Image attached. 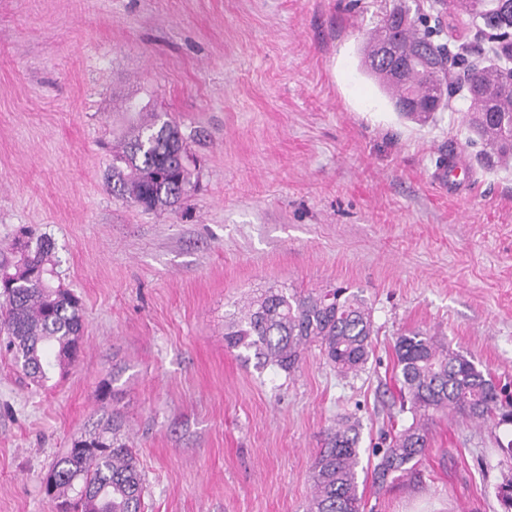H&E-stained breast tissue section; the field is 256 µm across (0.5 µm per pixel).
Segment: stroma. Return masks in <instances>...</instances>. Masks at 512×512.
<instances>
[{
    "instance_id": "1",
    "label": "stroma",
    "mask_w": 512,
    "mask_h": 512,
    "mask_svg": "<svg viewBox=\"0 0 512 512\" xmlns=\"http://www.w3.org/2000/svg\"><path fill=\"white\" fill-rule=\"evenodd\" d=\"M394 2L0 0V255L24 228L50 239L84 315L46 386L0 353V512H54L53 459L112 412L143 512H305L337 416L359 418L365 459L401 421L393 345L415 327L512 383V167L478 161L464 97L420 125L365 73ZM130 102L176 121L199 162L176 211L106 183ZM451 152L471 171L459 196L439 184ZM338 285L378 328L358 375L314 346L289 377L227 347L261 291ZM511 434L438 415L412 473L381 492L360 474L364 512H503Z\"/></svg>"
}]
</instances>
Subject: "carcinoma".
Wrapping results in <instances>:
<instances>
[{"mask_svg": "<svg viewBox=\"0 0 512 512\" xmlns=\"http://www.w3.org/2000/svg\"><path fill=\"white\" fill-rule=\"evenodd\" d=\"M399 4L385 11L363 50V66L391 96L395 109L420 124L431 113L413 112L407 104L436 102L448 108L457 92L469 101L464 123L482 144L481 163L489 169L512 164V0H453L448 24L430 25L439 11L429 0ZM417 45L421 53L404 62V76L386 82L379 73L393 72L394 61L380 57L386 46ZM148 119L126 134L112 151V192L146 211L165 212L190 193L192 170L180 164L187 151L177 124L160 120L151 104L135 105ZM20 258L3 260L15 267L0 286V333L16 365L32 382L43 385L55 369L70 364L83 334L79 299L52 285L59 260L54 244L39 239L13 244ZM375 335L371 310L359 293L348 288L311 291L269 289L250 302L224 334L227 347L253 352L256 368L271 366L287 374L302 351L316 345L336 372L357 373L368 362ZM401 399L409 403L411 422L384 437L375 451V483L384 487L408 473L429 447V429L436 414L453 410L485 424L512 423V396L487 370L453 350L444 334L420 329L395 341ZM107 418L89 438L95 451L71 446L47 474L44 491L68 512H141L143 477L133 450L111 436ZM361 424L342 417L324 439L310 468L307 512H362L359 495Z\"/></svg>", "mask_w": 512, "mask_h": 512, "instance_id": "cac0c4a2", "label": "carcinoma"}]
</instances>
